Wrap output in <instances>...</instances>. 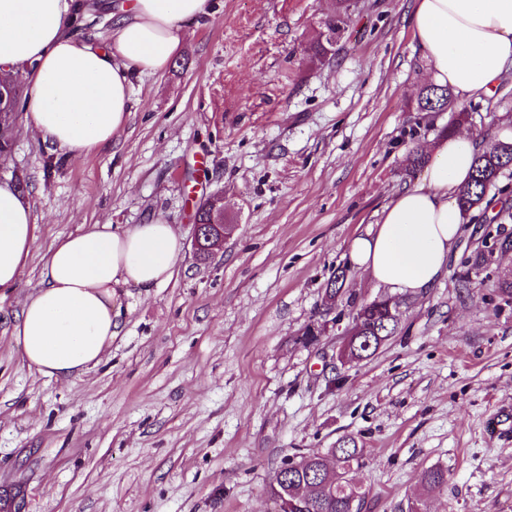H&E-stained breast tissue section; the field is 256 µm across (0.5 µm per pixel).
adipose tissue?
I'll list each match as a JSON object with an SVG mask.
<instances>
[{
    "mask_svg": "<svg viewBox=\"0 0 512 512\" xmlns=\"http://www.w3.org/2000/svg\"><path fill=\"white\" fill-rule=\"evenodd\" d=\"M90 0H0V77L24 71L25 125L72 156L109 148L132 110L136 78L163 72L208 0H122L104 45L73 26ZM413 37L430 82L463 99L487 91L512 65V0H414ZM480 150L460 132L433 150L423 178L402 191L351 260L396 295L432 288L462 232L455 192ZM35 219L14 184L0 182V289L19 279L35 243ZM182 240L160 221L94 224L53 244L41 286L16 316L13 337L28 367L68 377L98 365L117 336L120 291L158 287L173 275Z\"/></svg>",
    "mask_w": 512,
    "mask_h": 512,
    "instance_id": "adipose-tissue-1",
    "label": "adipose tissue"
}]
</instances>
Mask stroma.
<instances>
[{
	"label": "stroma",
	"instance_id": "stroma-1",
	"mask_svg": "<svg viewBox=\"0 0 512 512\" xmlns=\"http://www.w3.org/2000/svg\"><path fill=\"white\" fill-rule=\"evenodd\" d=\"M176 62L135 81L109 149L72 157L17 124L0 181L28 197L36 243L0 291V512H272L288 459L343 437L364 512H512V168L475 211L433 288L397 298L393 336L338 358L358 306L384 289L350 260L353 241L422 170L448 112H419L428 65L410 27L414 0H359L335 56L308 54L335 0H212ZM458 123L482 145L512 125V70ZM218 198L223 243L192 252L195 205ZM494 223H487V216ZM175 225L173 277L125 289L101 363L48 377L12 330L39 288L43 256L93 224ZM489 259L470 268L476 253ZM346 268L326 314L324 289ZM319 341L303 344L307 326ZM446 484L422 491L424 469Z\"/></svg>",
	"mask_w": 512,
	"mask_h": 512
}]
</instances>
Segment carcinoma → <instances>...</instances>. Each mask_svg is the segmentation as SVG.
Listing matches in <instances>:
<instances>
[{"label": "carcinoma", "instance_id": "1", "mask_svg": "<svg viewBox=\"0 0 512 512\" xmlns=\"http://www.w3.org/2000/svg\"><path fill=\"white\" fill-rule=\"evenodd\" d=\"M336 10L319 22V30L311 44L312 57L322 60L338 51V43L331 42L330 32H336L341 38L345 30L351 0H336ZM21 85L14 80L3 90L5 99L0 105V156L11 150L12 135L18 117ZM418 112H457V117L465 115V111L455 108L454 96L450 88L429 84L419 89L416 99ZM512 166V141H498L492 147L478 153L474 161L469 182L461 187L456 194L457 205L461 212L473 205L482 209V204L490 192L497 187L501 174ZM359 309L364 312L366 326L387 325L380 332L383 340H388L395 333L398 322L384 321L387 309L377 304L363 303ZM306 466L300 470L282 476V481L273 483L270 494L280 495L282 483L288 484V512H362L365 493L352 482V473L362 465L363 449L352 439H341L336 446L321 455L318 453L304 456ZM332 459L335 462L336 481L327 482L323 477V461ZM448 471L440 466H432L421 474L420 483L428 490L445 483Z\"/></svg>", "mask_w": 512, "mask_h": 512}]
</instances>
